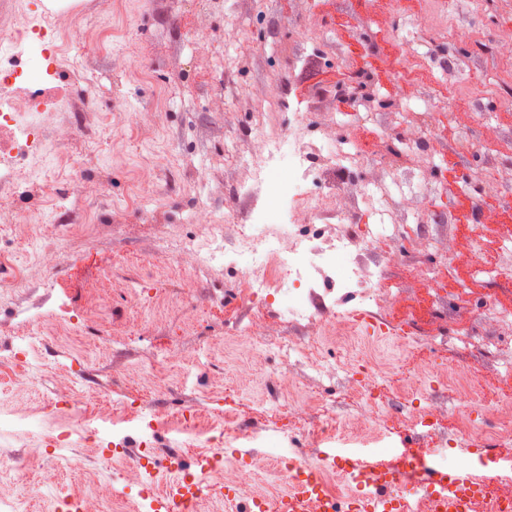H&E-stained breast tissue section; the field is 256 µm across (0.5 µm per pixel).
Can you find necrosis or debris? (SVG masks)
<instances>
[{
    "instance_id": "1",
    "label": "necrosis or debris",
    "mask_w": 512,
    "mask_h": 512,
    "mask_svg": "<svg viewBox=\"0 0 512 512\" xmlns=\"http://www.w3.org/2000/svg\"><path fill=\"white\" fill-rule=\"evenodd\" d=\"M58 35L57 29L19 14H0V133L6 131L13 137L9 155L0 156V186L19 187L28 160L44 150L38 115L53 111L56 101L31 81L21 58L31 52L48 56L47 44ZM307 134L303 113L296 114L294 123L279 131L260 133V151L247 160L253 179L245 192L254 198V208L248 223L239 227L237 245L230 250L224 244V226L233 222V213H225L223 223L218 224L202 209L198 220L214 227L206 251L183 252L173 262L183 269L224 264L245 279L249 301L278 307L284 317L306 320L322 331L359 318L361 312L352 308V301L373 298L383 285V271L378 267L366 271L350 261L354 246L368 245L374 232L358 226L350 214L331 209V195L341 187L333 185L328 194L316 190L317 175L311 166L312 155L318 150L326 152L330 166L342 169L359 166L365 151L348 152L337 143L318 145ZM300 215L307 217V225L297 224ZM329 219L337 224L330 236L323 226ZM321 283L336 291L333 314L319 316L310 307L311 292ZM241 334L248 345L246 357H256L260 348L269 344L278 349L279 361L272 367V376L284 394L276 407L281 419L279 438L271 442L270 449L277 472L288 486L287 493L255 494L252 461L226 452V445L246 436L232 411H225L223 427L215 428L202 425L193 409L165 414L142 398L124 401L116 410L100 395L77 390L75 384L81 378L77 371L70 376V386L35 416L40 424L50 420L60 423L50 438L51 462L31 473L18 467L14 458L0 454V475L15 476L23 495L50 501L52 512H102L100 503L104 500L111 503L112 512H142L146 503L160 494L168 503V512H201L205 504L216 500L235 506L247 503L250 512H282L289 501L295 512H365L367 480L359 478L357 471L343 470L335 454H314L309 447L334 443L343 434L362 440L375 430L386 399L384 392L367 384L379 367L377 358L366 354L352 364L356 378L366 383L357 414L345 421L329 418L305 431L301 428L303 418L309 410L325 407L326 402L320 396H298L288 366L292 343L285 339L270 342L271 324L262 317L253 318ZM454 388L465 398L460 409L448 416L449 433L455 440L490 448L494 455L512 457V410L504 408L502 392L487 388L479 390L477 398H469L473 379L463 372L456 373ZM482 412L491 414L492 426L479 420ZM99 419L110 421L112 426L114 441L100 452L101 461L112 471V486L106 487L98 500L77 489L62 492L58 462L65 448L76 437L95 444V422ZM135 420L151 432L170 433L192 448V466L184 467L176 458L157 462L148 448L139 453L137 464L123 466L128 455L129 424ZM339 474L348 482V492L337 489L334 479ZM120 481L138 486L137 499L115 490V483Z\"/></svg>"
}]
</instances>
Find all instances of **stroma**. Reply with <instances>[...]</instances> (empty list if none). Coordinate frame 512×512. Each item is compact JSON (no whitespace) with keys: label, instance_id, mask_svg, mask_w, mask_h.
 <instances>
[{"label":"stroma","instance_id":"1","mask_svg":"<svg viewBox=\"0 0 512 512\" xmlns=\"http://www.w3.org/2000/svg\"><path fill=\"white\" fill-rule=\"evenodd\" d=\"M43 25H57L60 72L82 79L59 83V107L41 115L46 150L28 161L41 185L36 197L0 188V219L12 237L0 243V280L23 285L0 301V407L17 414L55 398L73 361L88 363L85 390L113 403L145 393L143 366L176 346L178 365L157 409L192 407L205 418L224 417L226 383L238 388L234 410L251 438L233 449L257 470L256 492L275 478L265 437L277 431L273 406L280 389L265 356L244 377L228 378L241 351L236 327L257 315L270 318L276 336L300 351L290 360L301 394L328 396L334 414L350 417L360 388L342 366L344 355L370 348L394 361L409 349L437 345L449 363L469 370L479 387H499L512 374V335L494 354L481 345L499 337L481 322L476 304L512 312V0H78L53 13L45 0H0ZM370 77V98L338 107L335 74ZM281 93L286 106L273 105ZM311 117L317 138L349 135V146L368 150L359 169L341 175L317 159L322 182L342 180L334 208L359 210V190L381 194L388 232L354 251L365 267H385L384 288L368 311L385 330L316 335L307 322L279 317L275 307L251 305L237 273L210 264L191 274L168 256L196 250L212 238L197 222L198 208L215 218L253 205L241 188L252 179L244 158L258 152L257 129L284 127L293 113ZM432 113V130L419 115ZM72 125V140L56 132ZM401 138L412 161L386 165L384 136ZM457 164L459 182L441 171ZM80 161L81 170L71 168ZM35 213L42 231L22 217ZM427 238L433 257L418 252L404 261L389 255L414 236ZM62 244L59 265L43 267L44 248ZM492 253L485 263L484 253ZM143 307L132 299L143 289ZM67 300L84 319L73 339L65 319L48 321L27 348L21 376L7 374L12 329L53 302ZM188 301L197 321H178ZM454 314L442 333L439 320ZM415 388L390 392L377 427L382 447L444 448L446 419L460 406L447 384L428 387L427 407L441 425L427 432L415 423ZM47 428L17 423L0 427V448L28 467L43 464ZM81 463L62 484L97 493L108 479L96 448L73 441Z\"/></svg>","mask_w":512,"mask_h":512}]
</instances>
